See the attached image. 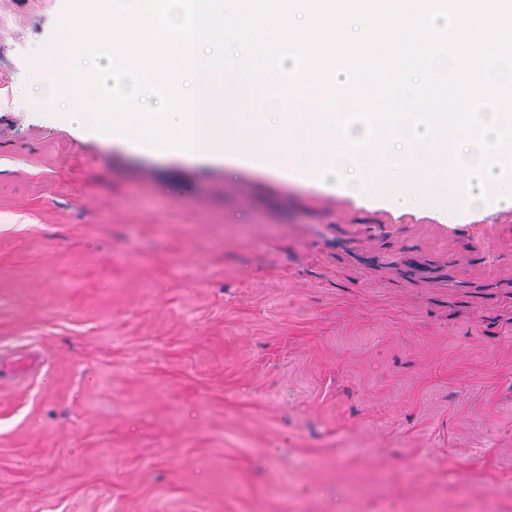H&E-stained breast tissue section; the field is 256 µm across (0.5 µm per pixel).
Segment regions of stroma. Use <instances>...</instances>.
<instances>
[{
  "mask_svg": "<svg viewBox=\"0 0 512 512\" xmlns=\"http://www.w3.org/2000/svg\"><path fill=\"white\" fill-rule=\"evenodd\" d=\"M0 0V512H512V209L107 142Z\"/></svg>",
  "mask_w": 512,
  "mask_h": 512,
  "instance_id": "1",
  "label": "stroma"
}]
</instances>
